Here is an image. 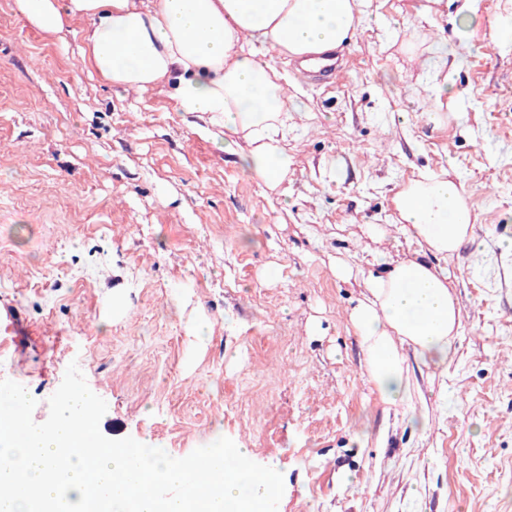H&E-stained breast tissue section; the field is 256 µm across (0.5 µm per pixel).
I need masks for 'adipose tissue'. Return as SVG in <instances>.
Segmentation results:
<instances>
[{
	"label": "adipose tissue",
	"instance_id": "ef3b65f1",
	"mask_svg": "<svg viewBox=\"0 0 512 512\" xmlns=\"http://www.w3.org/2000/svg\"><path fill=\"white\" fill-rule=\"evenodd\" d=\"M48 35L85 20L84 62L103 81L143 91L169 83L193 132L220 149L241 138L239 165L268 188L288 176V98L282 77L253 45L302 58L338 48L360 22L361 0H15ZM394 205L419 256L365 278L350 313L365 353V375L383 403L410 398L404 346L423 362L447 366L459 311L445 259L473 228L456 183L433 175L398 192Z\"/></svg>",
	"mask_w": 512,
	"mask_h": 512
}]
</instances>
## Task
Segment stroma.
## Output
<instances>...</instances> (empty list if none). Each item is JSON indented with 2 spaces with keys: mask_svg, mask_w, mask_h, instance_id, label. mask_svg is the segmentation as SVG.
<instances>
[{
  "mask_svg": "<svg viewBox=\"0 0 512 512\" xmlns=\"http://www.w3.org/2000/svg\"><path fill=\"white\" fill-rule=\"evenodd\" d=\"M333 83L275 59L298 117L270 189L0 0V380L35 423L70 363L110 439L217 437L282 472L277 512H512V0H362ZM460 184L447 366L404 347L411 402L362 375V278L414 258L394 196ZM352 276L337 274L341 265ZM277 269L269 277V269Z\"/></svg>",
  "mask_w": 512,
  "mask_h": 512,
  "instance_id": "35a3bbf8",
  "label": "stroma"
}]
</instances>
